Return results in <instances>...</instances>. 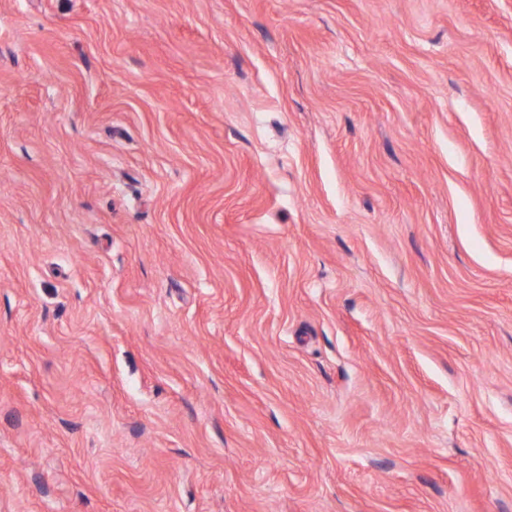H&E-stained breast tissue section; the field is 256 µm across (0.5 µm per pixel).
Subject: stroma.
<instances>
[{"instance_id":"1","label":"stroma","mask_w":512,"mask_h":512,"mask_svg":"<svg viewBox=\"0 0 512 512\" xmlns=\"http://www.w3.org/2000/svg\"><path fill=\"white\" fill-rule=\"evenodd\" d=\"M0 512H512V0H0Z\"/></svg>"}]
</instances>
